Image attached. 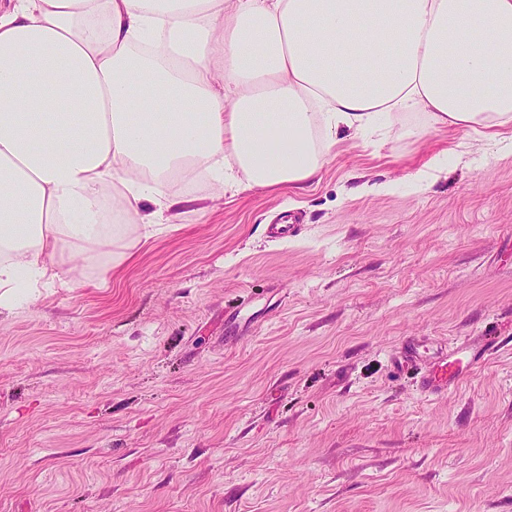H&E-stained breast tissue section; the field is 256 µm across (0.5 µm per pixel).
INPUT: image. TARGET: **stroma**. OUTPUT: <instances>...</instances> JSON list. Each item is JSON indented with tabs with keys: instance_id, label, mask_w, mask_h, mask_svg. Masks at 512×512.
<instances>
[{
	"instance_id": "35a3bbf8",
	"label": "stroma",
	"mask_w": 512,
	"mask_h": 512,
	"mask_svg": "<svg viewBox=\"0 0 512 512\" xmlns=\"http://www.w3.org/2000/svg\"><path fill=\"white\" fill-rule=\"evenodd\" d=\"M199 192L102 287L0 312V512H512V143L395 113L302 186ZM494 328L421 396L405 344ZM453 151V149L448 148V150H444L433 155L430 160L423 166V168L419 169L414 175L411 176L412 181L418 188H422L429 180L430 176L435 171H440L444 164L448 160L449 154ZM503 341L502 336H484L482 342L467 343L461 358L446 354L428 367L421 366L416 360L413 348L407 344V353L411 357L409 360L418 370L419 392L428 397H447L448 393L456 390L464 378L480 367L488 356L496 354L502 348Z\"/></svg>"
}]
</instances>
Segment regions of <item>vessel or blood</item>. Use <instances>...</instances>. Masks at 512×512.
I'll use <instances>...</instances> for the list:
<instances>
[{"label":"vessel or blood","mask_w":512,"mask_h":512,"mask_svg":"<svg viewBox=\"0 0 512 512\" xmlns=\"http://www.w3.org/2000/svg\"><path fill=\"white\" fill-rule=\"evenodd\" d=\"M503 346L499 336L484 337L482 342L467 344L461 357L443 355L436 362L418 369L417 387L421 394L442 398L456 390L464 378L480 367L486 358Z\"/></svg>","instance_id":"obj_1"}]
</instances>
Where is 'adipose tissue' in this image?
<instances>
[{"instance_id": "ef3b65f1", "label": "adipose tissue", "mask_w": 512, "mask_h": 512, "mask_svg": "<svg viewBox=\"0 0 512 512\" xmlns=\"http://www.w3.org/2000/svg\"><path fill=\"white\" fill-rule=\"evenodd\" d=\"M394 111L512 128V0H9L0 309L72 287L63 253L121 265L198 185L314 178Z\"/></svg>"}]
</instances>
